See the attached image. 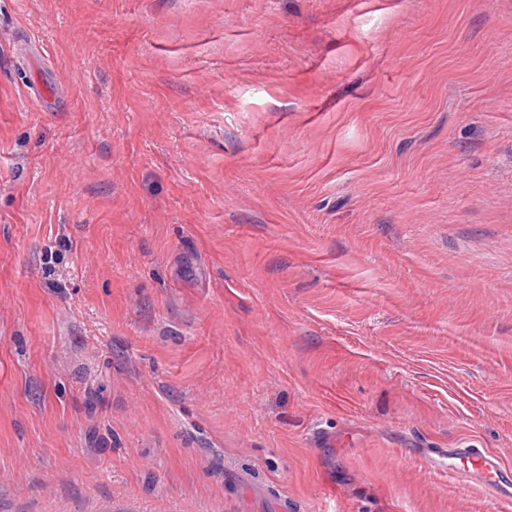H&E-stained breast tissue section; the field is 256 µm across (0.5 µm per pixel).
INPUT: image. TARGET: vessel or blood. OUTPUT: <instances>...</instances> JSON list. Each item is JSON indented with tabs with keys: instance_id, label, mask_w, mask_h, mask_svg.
Returning <instances> with one entry per match:
<instances>
[{
	"instance_id": "vessel-or-blood-1",
	"label": "vessel or blood",
	"mask_w": 512,
	"mask_h": 512,
	"mask_svg": "<svg viewBox=\"0 0 512 512\" xmlns=\"http://www.w3.org/2000/svg\"><path fill=\"white\" fill-rule=\"evenodd\" d=\"M421 455L429 471L459 473L460 462H468L465 470L477 482L491 486L500 499L512 501V464L493 452L478 448H426Z\"/></svg>"
}]
</instances>
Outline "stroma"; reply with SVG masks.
<instances>
[{"instance_id": "1", "label": "stroma", "mask_w": 512, "mask_h": 512, "mask_svg": "<svg viewBox=\"0 0 512 512\" xmlns=\"http://www.w3.org/2000/svg\"><path fill=\"white\" fill-rule=\"evenodd\" d=\"M512 0H0V512H512ZM421 456L430 472L464 473L491 486L500 499L512 501V465L493 452L480 448H423ZM458 460L469 462L471 468L462 470Z\"/></svg>"}]
</instances>
